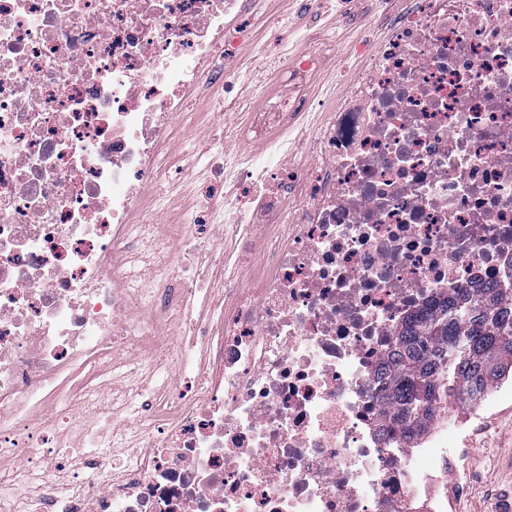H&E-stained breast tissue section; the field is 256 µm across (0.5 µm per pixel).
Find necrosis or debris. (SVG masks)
I'll return each mask as SVG.
<instances>
[{"label":"necrosis or debris","instance_id":"1","mask_svg":"<svg viewBox=\"0 0 512 512\" xmlns=\"http://www.w3.org/2000/svg\"><path fill=\"white\" fill-rule=\"evenodd\" d=\"M260 2L0 0V512H448L451 403L379 435L375 368L432 300L512 289V0L294 56ZM247 46L251 120L159 223Z\"/></svg>","mask_w":512,"mask_h":512}]
</instances>
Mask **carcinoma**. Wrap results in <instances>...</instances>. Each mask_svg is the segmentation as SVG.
<instances>
[{"instance_id": "carcinoma-1", "label": "carcinoma", "mask_w": 512, "mask_h": 512, "mask_svg": "<svg viewBox=\"0 0 512 512\" xmlns=\"http://www.w3.org/2000/svg\"><path fill=\"white\" fill-rule=\"evenodd\" d=\"M377 373L385 379L378 432L422 435L445 395L477 402L512 375V296L476 284L434 300L401 325Z\"/></svg>"}]
</instances>
